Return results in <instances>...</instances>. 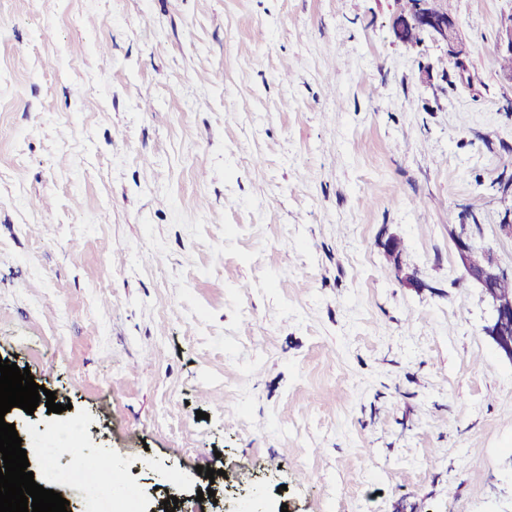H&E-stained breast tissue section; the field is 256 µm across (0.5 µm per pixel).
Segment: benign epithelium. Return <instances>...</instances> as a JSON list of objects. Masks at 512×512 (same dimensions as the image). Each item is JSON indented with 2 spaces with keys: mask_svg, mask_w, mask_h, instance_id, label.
I'll return each mask as SVG.
<instances>
[{
  "mask_svg": "<svg viewBox=\"0 0 512 512\" xmlns=\"http://www.w3.org/2000/svg\"><path fill=\"white\" fill-rule=\"evenodd\" d=\"M394 34L400 42L413 47L420 45L418 38L428 35L445 43L448 54L458 60L466 57L469 52L468 46L458 38L455 18L442 8V0H414L408 12L396 17ZM466 232L467 225H459L456 237L462 264L467 276L488 296L495 311L484 333L493 341L500 354L512 361V292L499 288L502 282L509 280V276L497 269L491 258L476 268L472 266V249L463 241ZM383 247L396 271L402 272V239L390 236Z\"/></svg>",
  "mask_w": 512,
  "mask_h": 512,
  "instance_id": "1",
  "label": "benign epithelium"
}]
</instances>
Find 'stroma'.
<instances>
[{"instance_id":"obj_1","label":"stroma","mask_w":512,"mask_h":512,"mask_svg":"<svg viewBox=\"0 0 512 512\" xmlns=\"http://www.w3.org/2000/svg\"><path fill=\"white\" fill-rule=\"evenodd\" d=\"M452 9L460 61L397 0H0V358L65 406L23 444L73 434L144 512L168 469L180 512H512L456 243L512 270V0Z\"/></svg>"}]
</instances>
